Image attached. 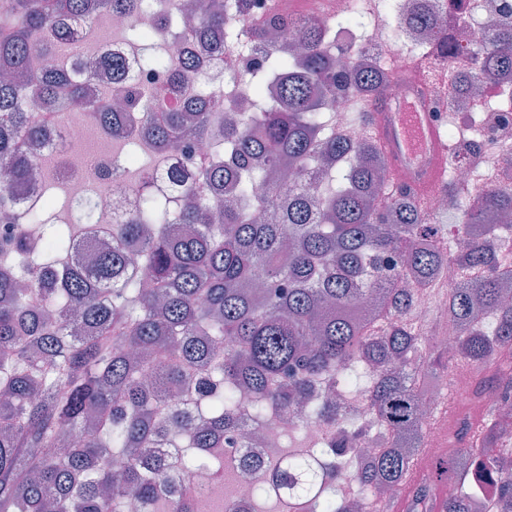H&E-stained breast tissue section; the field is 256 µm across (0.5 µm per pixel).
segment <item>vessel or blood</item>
Wrapping results in <instances>:
<instances>
[{
  "label": "vessel or blood",
  "instance_id": "obj_1",
  "mask_svg": "<svg viewBox=\"0 0 512 512\" xmlns=\"http://www.w3.org/2000/svg\"><path fill=\"white\" fill-rule=\"evenodd\" d=\"M424 68V61H411L402 78L409 82L412 96L397 104L384 103L369 113L365 127L385 152L391 168L406 169V184L421 206L435 185L448 181L447 114L435 111L419 95Z\"/></svg>",
  "mask_w": 512,
  "mask_h": 512
}]
</instances>
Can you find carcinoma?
<instances>
[{
    "instance_id": "cac0c4a2",
    "label": "carcinoma",
    "mask_w": 512,
    "mask_h": 512,
    "mask_svg": "<svg viewBox=\"0 0 512 512\" xmlns=\"http://www.w3.org/2000/svg\"><path fill=\"white\" fill-rule=\"evenodd\" d=\"M0 11V211L14 203L12 186L36 185L43 205L26 214L0 244V512H124L136 497L145 512H212L209 494L185 486L166 491L168 462L149 448L174 449L191 472L210 469L224 490V430L249 410L254 420L299 414L327 430L259 467L249 512L275 498L281 512H355L343 485L364 497L376 486L396 489L394 512H414L446 488L444 512H512V472L484 500L472 483L491 466L506 438L508 416L494 406L467 421L460 447L416 474L423 448L420 386L443 367V355L474 369L471 386L492 389L488 371L512 359V304L502 301L512 261L497 224L512 214V189L486 179L455 202L467 222L462 244L435 243L434 216L404 185H390L389 164L368 137L348 140L333 130L332 82L367 102L389 76L381 65L346 49L336 66L334 28L365 27V0L332 20L296 32L301 51L272 41L254 20L253 0H233L249 23L248 40L229 26L224 0H208L191 36L241 64L224 86L190 100L184 85L196 68L173 57L183 36L162 6L153 30L130 25L142 69L165 71L166 85L144 91L126 80L124 64L107 69L122 106L101 102L91 113L112 127V141L163 152L208 139L210 155L163 173L182 194L179 210L152 192L153 167H138V205L120 224H93L98 200H69L59 215L55 180L36 150L45 138L16 105L36 91L63 111L88 107L86 86L100 71L86 62L79 78L40 72L30 60L70 45L75 28L56 27L64 12L75 23L131 15L138 0H6ZM413 27L431 34L421 44L430 72L446 71L453 91L512 76V22L475 51L448 39V17L410 9ZM471 61L456 71L437 53ZM258 212L272 214L266 224ZM112 249L94 250L99 232ZM138 264L131 266L129 253ZM454 264L461 283L448 289V321L460 335L447 353L413 326L418 290L439 282ZM172 361L156 379L154 366ZM361 398L366 415L338 418L319 385ZM389 446L364 464L355 447L372 426Z\"/></svg>"
}]
</instances>
